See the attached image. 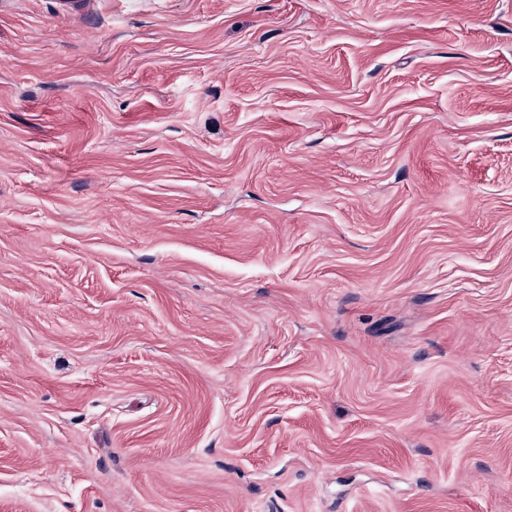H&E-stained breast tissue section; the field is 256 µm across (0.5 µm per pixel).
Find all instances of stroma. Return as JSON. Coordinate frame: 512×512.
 <instances>
[{"label":"stroma","mask_w":512,"mask_h":512,"mask_svg":"<svg viewBox=\"0 0 512 512\" xmlns=\"http://www.w3.org/2000/svg\"><path fill=\"white\" fill-rule=\"evenodd\" d=\"M0 512H512V0H0Z\"/></svg>","instance_id":"35a3bbf8"}]
</instances>
